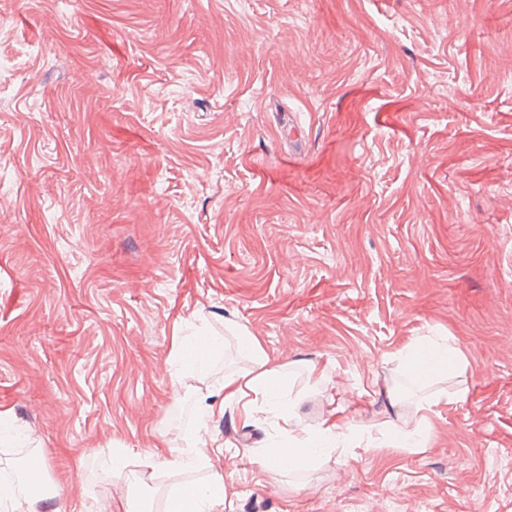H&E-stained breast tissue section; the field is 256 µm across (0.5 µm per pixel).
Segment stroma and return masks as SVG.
I'll return each instance as SVG.
<instances>
[{"label": "stroma", "instance_id": "1", "mask_svg": "<svg viewBox=\"0 0 512 512\" xmlns=\"http://www.w3.org/2000/svg\"><path fill=\"white\" fill-rule=\"evenodd\" d=\"M511 53L512 0H0V458L32 434L30 512H124L116 455L192 435L244 331L307 428L352 433L280 467L282 417L225 402L155 512L214 471L224 512H512ZM191 325L219 348L178 381ZM426 336L466 371L418 381Z\"/></svg>", "mask_w": 512, "mask_h": 512}]
</instances>
